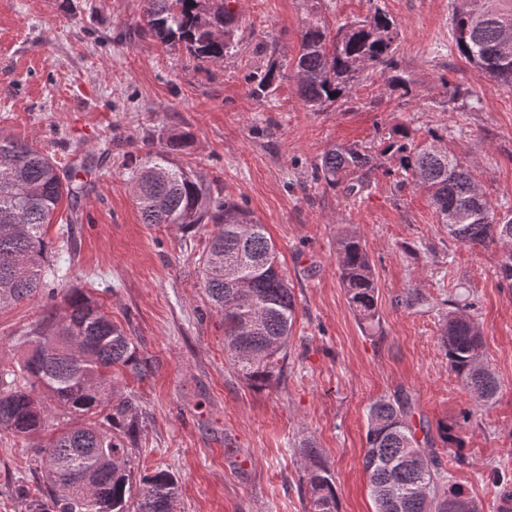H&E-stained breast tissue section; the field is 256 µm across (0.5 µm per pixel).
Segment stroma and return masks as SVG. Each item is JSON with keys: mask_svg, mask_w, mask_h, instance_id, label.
<instances>
[{"mask_svg": "<svg viewBox=\"0 0 512 512\" xmlns=\"http://www.w3.org/2000/svg\"><path fill=\"white\" fill-rule=\"evenodd\" d=\"M462 3L324 0L331 26L376 8L391 15L411 84L403 96L374 72L348 99L314 112L294 80L265 100L245 81L266 67L270 39L281 58L294 55L301 0H238V51L204 70L182 47L144 36L143 0H0V136L39 148L80 187L47 228L64 272L58 289L101 277L96 298L153 361L149 377L122 385L142 407L130 466L172 471L180 512H306L297 453L305 438L336 478L339 512H374L366 410L398 391L423 426L460 425L466 462L450 467V482L481 512H497L493 472L512 476V288L496 274L501 250L448 237L426 195L398 188L396 176H376L354 197L312 179L332 145L379 150L396 128L419 142L444 128L449 152L472 165L496 212L512 210V90L459 55L452 18ZM183 132L192 143L173 161L265 225L293 289L298 317L277 384L250 387L230 366L224 321L200 284L205 231L148 227L135 206L128 165ZM343 230L373 260L379 330L361 327L347 302L336 256ZM456 297L470 303L500 382L494 405L466 424L468 393L439 346ZM45 303L0 309V367L20 358ZM37 444L0 432V512H28L19 488L43 480Z\"/></svg>", "mask_w": 512, "mask_h": 512, "instance_id": "35a3bbf8", "label": "stroma"}]
</instances>
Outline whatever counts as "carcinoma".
<instances>
[{
	"instance_id": "cac0c4a2",
	"label": "carcinoma",
	"mask_w": 512,
	"mask_h": 512,
	"mask_svg": "<svg viewBox=\"0 0 512 512\" xmlns=\"http://www.w3.org/2000/svg\"><path fill=\"white\" fill-rule=\"evenodd\" d=\"M145 33L164 45L178 43L200 69L224 61L238 48L242 18L232 0H143ZM307 16L289 68L304 104L317 110L356 86L367 71L389 74L392 91L409 94L410 80L399 71L397 24L377 8L370 15L330 29L318 5L303 0ZM497 0H466L454 15L460 56L502 87L512 89V7ZM266 68L246 76L259 100L272 95L286 78L278 61V42L266 47ZM384 152L398 162L401 184L427 192L429 204L463 245L499 243L501 282L512 288V216L497 215L478 189L470 165L441 146L448 135L430 131L431 142L412 143L399 132ZM188 133L128 172L143 223L177 224L191 229L211 224L199 257L202 288L210 307L224 315V349L239 377L266 387L283 372L297 302L278 264L276 248L245 207L213 190L203 175L175 166L169 155L191 144ZM383 162L366 146L335 145L313 169L314 182L348 196L370 182ZM64 183L48 155L16 140L0 137V308L46 294L56 299L59 268L43 228L63 199L77 196ZM339 279L361 325L380 328L375 267L362 239L350 232L336 237ZM448 311L439 345L448 365L466 388L472 404L463 416L491 405L499 382L483 359L477 323L457 301ZM27 349L16 365L0 368V431L28 438L54 428L47 444L35 449L46 462L45 480L21 486L29 512H177L179 481L167 469L133 477L130 454L137 448L140 405L119 392L115 374L140 379L153 368L133 337L104 311L92 288H70L64 304L48 307L25 333ZM409 396L397 392L373 400L367 408L364 470L375 512H480L477 503L448 484L445 462L462 463L456 452L445 458L434 448L461 447L456 427L442 423L437 437L425 430L416 437ZM305 462L300 485L309 512H338L336 481L313 441L299 444Z\"/></svg>"
}]
</instances>
